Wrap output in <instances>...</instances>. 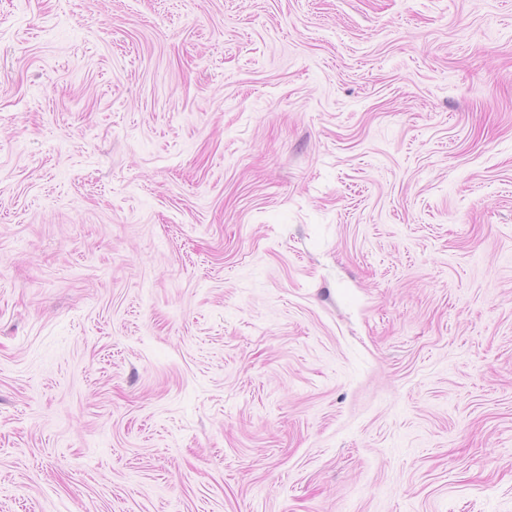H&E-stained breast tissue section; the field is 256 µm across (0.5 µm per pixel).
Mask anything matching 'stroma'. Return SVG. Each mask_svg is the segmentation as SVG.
I'll use <instances>...</instances> for the list:
<instances>
[{
	"mask_svg": "<svg viewBox=\"0 0 512 512\" xmlns=\"http://www.w3.org/2000/svg\"><path fill=\"white\" fill-rule=\"evenodd\" d=\"M0 512H512V0H0Z\"/></svg>",
	"mask_w": 512,
	"mask_h": 512,
	"instance_id": "stroma-1",
	"label": "stroma"
}]
</instances>
